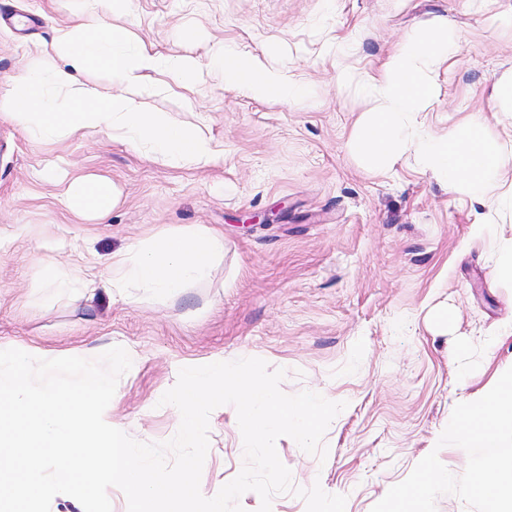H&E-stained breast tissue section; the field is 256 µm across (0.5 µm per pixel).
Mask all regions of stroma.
Wrapping results in <instances>:
<instances>
[{"label": "stroma", "mask_w": 512, "mask_h": 512, "mask_svg": "<svg viewBox=\"0 0 512 512\" xmlns=\"http://www.w3.org/2000/svg\"><path fill=\"white\" fill-rule=\"evenodd\" d=\"M80 0H0V85L20 74L69 22ZM512 0H133L130 27L163 57H204L180 38L202 25L211 41L304 66L309 97L273 104L200 86L183 96L130 89L149 112L200 124L223 143L206 168H173L113 141L106 131L44 142L0 115V346H36L87 358L120 346L132 365L111 413L134 440L161 443L178 426L159 403L180 368L221 357H256L282 368L283 392L324 391L345 409L328 427L326 460L290 437L277 454L295 487L320 484L347 498L346 512H386L387 493L420 473L446 470L422 512H483L469 486L475 448L445 435L462 399L512 371V278L494 275L512 243V211L486 224L478 201L449 193L414 159L367 170L348 141L368 107L356 73L393 45L445 24L461 37L439 75L433 129L475 115L512 123L493 88L512 74V30L494 13ZM101 175L121 198L101 221L74 218L54 198L63 176ZM266 213L268 224L244 223ZM204 225L224 237L205 282L161 297L139 288L127 300L48 289L45 267L86 275L113 253L165 227ZM452 312L449 322L439 310ZM244 465L233 406L209 418L200 490L218 492Z\"/></svg>", "instance_id": "35a3bbf8"}]
</instances>
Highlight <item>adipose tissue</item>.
<instances>
[{
  "instance_id": "obj_1",
  "label": "adipose tissue",
  "mask_w": 512,
  "mask_h": 512,
  "mask_svg": "<svg viewBox=\"0 0 512 512\" xmlns=\"http://www.w3.org/2000/svg\"><path fill=\"white\" fill-rule=\"evenodd\" d=\"M131 7L132 0H84L77 22L56 27L32 65L7 82L0 93V113L38 140L106 130L114 141L163 164L203 168L224 155L206 129L175 122L165 112L142 111L127 88L150 80L190 92L205 69L226 91L274 103L303 96L306 81L299 72L275 68L220 43L210 47L203 62L191 56L162 59L127 26ZM458 43L457 33L431 27L399 42L379 69L361 72V91L375 106L360 115L348 146L375 170L390 169L415 152L423 168L445 181L449 191L485 202L494 214L512 209V179L507 176L512 132L491 134L483 118L462 122L443 135L431 134L425 125L440 94L436 74ZM99 71L111 76V86L97 83ZM116 200L114 185L103 177L72 179L60 197L71 212L100 219ZM223 250V235L212 229L168 227L114 253L104 274L89 277L52 266L43 277L51 288H146L175 296L189 283L205 280ZM448 434L459 446L482 451L471 472V490L485 512H512V373L463 399ZM422 470L423 478L408 492H390L395 512H419V503L447 478L428 462Z\"/></svg>"
}]
</instances>
